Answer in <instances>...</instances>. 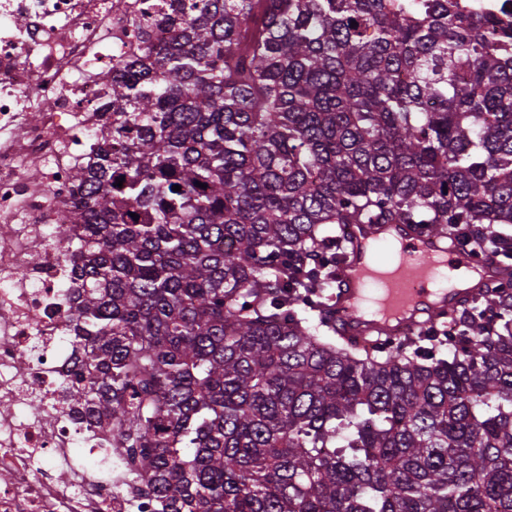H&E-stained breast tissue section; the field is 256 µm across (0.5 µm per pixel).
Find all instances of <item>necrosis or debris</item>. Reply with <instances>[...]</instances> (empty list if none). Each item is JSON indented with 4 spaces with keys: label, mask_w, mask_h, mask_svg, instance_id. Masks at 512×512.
Instances as JSON below:
<instances>
[{
    "label": "necrosis or debris",
    "mask_w": 512,
    "mask_h": 512,
    "mask_svg": "<svg viewBox=\"0 0 512 512\" xmlns=\"http://www.w3.org/2000/svg\"><path fill=\"white\" fill-rule=\"evenodd\" d=\"M156 0H0V512H151L87 466L97 438L60 394L78 353L68 266L52 237L108 100L113 50L139 47Z\"/></svg>",
    "instance_id": "obj_1"
}]
</instances>
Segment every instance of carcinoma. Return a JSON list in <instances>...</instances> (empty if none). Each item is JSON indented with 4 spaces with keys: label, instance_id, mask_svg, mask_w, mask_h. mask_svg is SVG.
Segmentation results:
<instances>
[{
    "label": "carcinoma",
    "instance_id": "obj_1",
    "mask_svg": "<svg viewBox=\"0 0 512 512\" xmlns=\"http://www.w3.org/2000/svg\"><path fill=\"white\" fill-rule=\"evenodd\" d=\"M136 29L55 230L65 389L132 494L512 512V287L388 350L340 336L330 292L348 224L512 259V27L463 0H164Z\"/></svg>",
    "mask_w": 512,
    "mask_h": 512
}]
</instances>
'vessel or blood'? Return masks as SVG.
Here are the masks:
<instances>
[{"label": "vessel or blood", "instance_id": "b4317fda", "mask_svg": "<svg viewBox=\"0 0 512 512\" xmlns=\"http://www.w3.org/2000/svg\"><path fill=\"white\" fill-rule=\"evenodd\" d=\"M336 293V322L346 341L392 339L404 328L419 329L459 306L463 294H449L439 258L457 257L498 277L491 257L454 252L441 236L406 224H354Z\"/></svg>", "mask_w": 512, "mask_h": 512}]
</instances>
